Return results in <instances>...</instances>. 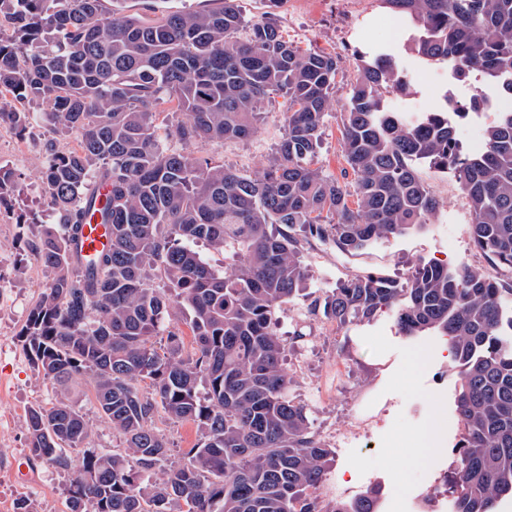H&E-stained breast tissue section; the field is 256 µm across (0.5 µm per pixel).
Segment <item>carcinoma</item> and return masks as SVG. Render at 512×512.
I'll return each mask as SVG.
<instances>
[{
	"mask_svg": "<svg viewBox=\"0 0 512 512\" xmlns=\"http://www.w3.org/2000/svg\"><path fill=\"white\" fill-rule=\"evenodd\" d=\"M124 0H0V94L42 103L35 114L0 106V125L43 118L74 150H50L42 183L57 223L34 248L51 280L19 334L33 368L58 386L49 408H31L33 458L67 470L68 512H378L380 490L322 503L310 490L333 449L312 431L290 393L287 347L276 312L306 288L302 243L345 254L427 224L440 201L418 176L427 162L454 173L469 200L476 250L501 276L469 264H419L406 282L381 273L336 283L311 303L338 327L391 310L405 336L437 332L456 377L454 512H504L512 502V0H382L409 31L421 61L451 63L476 88L464 103L421 116L392 112L382 90L409 79L390 49L361 54L343 105L342 143L353 187L318 165L339 62L285 40L273 15L243 31L238 0L209 10L126 14ZM273 95L286 103L284 135L262 172L197 162L162 146L158 113H181L182 141L250 137ZM495 109L483 148L464 150L453 118ZM107 187L93 209L98 184ZM98 212L109 247L78 266L80 226ZM224 253V272L193 249ZM164 280L155 288L150 275ZM190 312L193 352L166 316ZM92 385L100 415L128 453L87 447L84 414L66 397ZM205 397H199V387ZM197 425V442L170 460L155 417ZM166 478L151 483L157 470Z\"/></svg>",
	"mask_w": 512,
	"mask_h": 512,
	"instance_id": "obj_1",
	"label": "carcinoma"
}]
</instances>
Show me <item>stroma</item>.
I'll use <instances>...</instances> for the list:
<instances>
[{"label":"stroma","instance_id":"obj_1","mask_svg":"<svg viewBox=\"0 0 512 512\" xmlns=\"http://www.w3.org/2000/svg\"><path fill=\"white\" fill-rule=\"evenodd\" d=\"M239 7L245 25L274 12L285 38L340 59L338 104L325 118L319 151L320 165L334 178H342L348 168L341 140V103L356 79L360 51L398 49L402 66L413 69L406 92H383L394 111H428L438 107L444 96L463 102L473 92L472 82L455 80L447 66H438L433 73L418 67L414 55L403 48L405 28L390 24L391 12L380 0H282L275 9L268 0H239ZM264 111L257 132L248 139L186 144L170 137L163 145L196 161L221 160L249 174L259 172L284 133L283 97H271ZM76 146L74 137L60 136L39 121L0 134V162L9 164L17 184L6 200L11 214L0 222V448L8 456L0 474V512H15L22 499L30 501L33 512H66L68 472L28 460V412L37 404L52 406L57 393L33 369L18 335L48 281L33 252L41 230L55 222L41 179L46 156L48 151L64 153ZM419 176L442 203L427 227L378 242L353 256L333 244L312 241L305 248L309 293L364 272L402 279L422 261L451 266L465 262L495 275V268L474 248L469 203L456 178L426 165L420 166ZM309 303L307 296L284 304L276 313V327L288 342L291 392L307 407L316 436L373 416L384 421L369 440L335 455L322 487L325 500L335 499L336 485L345 479L358 494L379 486L380 512H403L407 496L418 489L438 497L447 488L445 479L460 433L441 429L443 443L435 462L421 461L419 448L424 429L438 426L442 415L455 411L456 380L442 375L448 365L445 337L404 336L388 312L340 330L311 313ZM298 328L305 337L296 341L292 334ZM70 400L89 423L92 447L123 451V437L98 413L87 387H79ZM24 462L29 465L25 477L19 470Z\"/></svg>","mask_w":512,"mask_h":512}]
</instances>
